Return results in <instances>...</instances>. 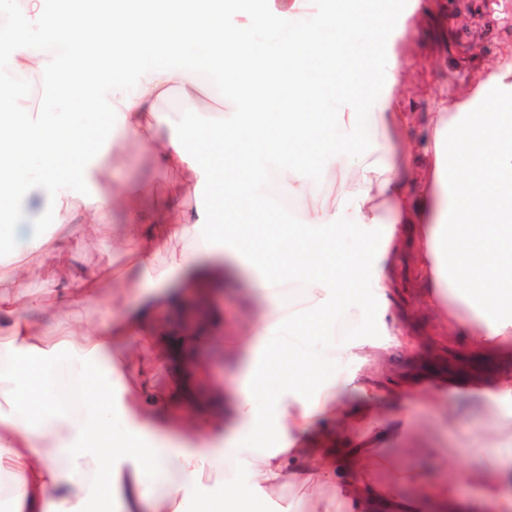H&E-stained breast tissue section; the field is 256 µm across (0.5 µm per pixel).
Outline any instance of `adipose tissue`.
<instances>
[{
  "instance_id": "ef3b65f1",
  "label": "adipose tissue",
  "mask_w": 512,
  "mask_h": 512,
  "mask_svg": "<svg viewBox=\"0 0 512 512\" xmlns=\"http://www.w3.org/2000/svg\"><path fill=\"white\" fill-rule=\"evenodd\" d=\"M321 8L322 0H232L230 27L222 0H62L53 9L17 0L0 18V98L10 103L0 113V493L14 512H83L98 493L110 512H182L187 493L223 479L225 461L256 495L294 491L288 512H512V379L486 396L497 432L487 459L460 483L434 481L386 453L411 424L408 414L384 415L374 385L349 370L376 362L373 346L334 340L357 279L368 304L388 306V245L412 224L426 227L425 262L439 290L473 305L461 327L512 336V58L490 67L469 99L439 102L426 133L432 182L417 192L416 151L400 139L407 113L392 93L369 96L361 82L379 45L351 36L372 18L347 12L341 33L319 34L312 19ZM269 23L279 49L257 53L254 34ZM192 45L206 49L193 63L183 59ZM200 67L216 69L229 91L225 156H264L262 176L225 178L202 165L159 111L173 95L194 114L214 110ZM32 76L52 81L54 119L14 94L13 79ZM81 112L108 115L97 150L71 133L69 118ZM128 137L142 139L157 168L188 174L164 219L149 221L130 189L117 206L102 181L113 144ZM314 166L337 176L336 199L274 232L243 223L246 210H264L263 183L306 199ZM23 200L43 207L49 223L22 222ZM119 208L120 240L148 284L161 290L180 273L192 288L220 280L258 308L237 339L222 413L208 412L189 372L175 376L191 414L181 437L167 424L170 396L153 386L155 365L138 350L189 358L171 326L145 314L78 323L66 308L33 322L39 304L18 287L62 243L83 246L111 225ZM380 239L384 247L372 249ZM61 353L67 392L46 373ZM284 361L292 371L281 378ZM372 462L385 480L370 478ZM463 483L477 495L461 496Z\"/></svg>"
}]
</instances>
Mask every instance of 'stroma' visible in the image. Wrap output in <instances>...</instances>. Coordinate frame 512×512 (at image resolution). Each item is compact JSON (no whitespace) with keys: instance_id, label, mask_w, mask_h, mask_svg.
<instances>
[{"instance_id":"35a3bbf8","label":"stroma","mask_w":512,"mask_h":512,"mask_svg":"<svg viewBox=\"0 0 512 512\" xmlns=\"http://www.w3.org/2000/svg\"><path fill=\"white\" fill-rule=\"evenodd\" d=\"M394 16L392 24H375L372 34L385 52L397 54L401 79L396 96L400 109L417 117H429L440 100L467 99L479 73L503 56H512V0H495L488 12L477 0H412L410 8L395 10ZM160 109L168 113L191 153L199 157L209 149V126L185 112L178 96L164 100ZM104 178L119 188L131 183L143 188L145 211L150 214L169 201L172 185L183 175L175 170L156 169L141 142L128 139L114 144ZM311 183L314 191L308 199H279L271 222L287 223L302 211L335 197L336 182L325 177L320 168H312ZM123 221V214H113V225L103 231L101 243L78 250L72 244H63L56 259L29 275L24 288L32 299L42 303V321H50L55 308L62 304L70 307L74 317L83 316L82 306L73 303L61 287L75 265L98 273L97 295L109 306L113 319L132 315L138 302L152 294V287L140 280L130 250L107 248L113 226ZM421 243V237H414L389 269L396 295L384 315L403 322L419 336L420 351L392 347L391 337L381 333L380 318L362 316L360 302L365 290L361 287L354 289L350 298L353 328L336 333L335 339L385 348L384 368L394 377L416 379L442 374L451 378V385L432 390L430 402H412L403 410L422 424L436 427L438 441L464 468L479 463L482 449L492 447L495 435L484 398L468 392L464 383L473 376L490 382L499 373L512 374V336H490L481 345L455 324L456 315L462 314L463 309L450 305L418 266L416 251ZM224 314L225 345L206 346L202 352L212 374L221 382L231 383L237 377L238 364L226 346L235 341L250 309L244 306L240 295L228 291L224 294ZM212 493L223 496L227 512H280L290 499L286 493L273 502L260 498L250 492L244 480L229 477L223 485L214 486Z\"/></svg>"}]
</instances>
